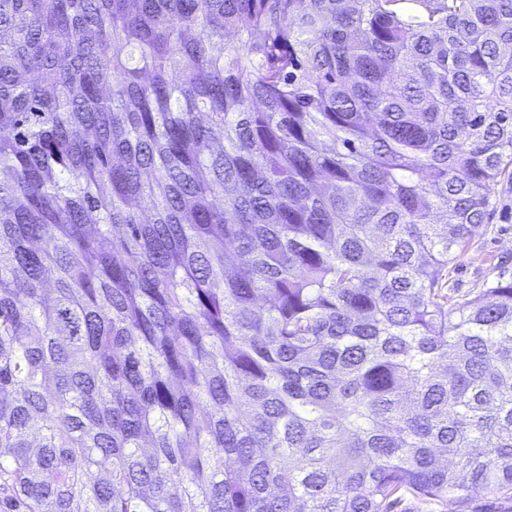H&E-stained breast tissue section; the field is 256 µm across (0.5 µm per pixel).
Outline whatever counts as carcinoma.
Returning a JSON list of instances; mask_svg holds the SVG:
<instances>
[{
    "label": "carcinoma",
    "instance_id": "carcinoma-1",
    "mask_svg": "<svg viewBox=\"0 0 512 512\" xmlns=\"http://www.w3.org/2000/svg\"><path fill=\"white\" fill-rule=\"evenodd\" d=\"M504 178L512 0H0L7 504L512 498ZM495 197L489 224H483L450 274L456 298L469 297L499 272L512 279V180H502L495 187Z\"/></svg>",
    "mask_w": 512,
    "mask_h": 512
}]
</instances>
